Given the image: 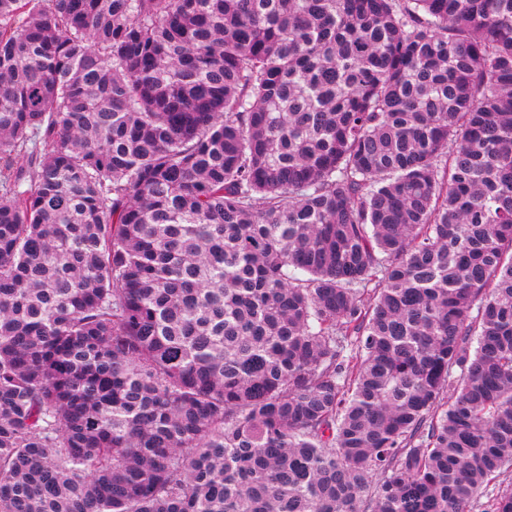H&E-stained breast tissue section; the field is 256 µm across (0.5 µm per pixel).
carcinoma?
<instances>
[{"mask_svg":"<svg viewBox=\"0 0 512 512\" xmlns=\"http://www.w3.org/2000/svg\"><path fill=\"white\" fill-rule=\"evenodd\" d=\"M511 476L512 0H0V512Z\"/></svg>","mask_w":512,"mask_h":512,"instance_id":"cac0c4a2","label":"carcinoma"}]
</instances>
